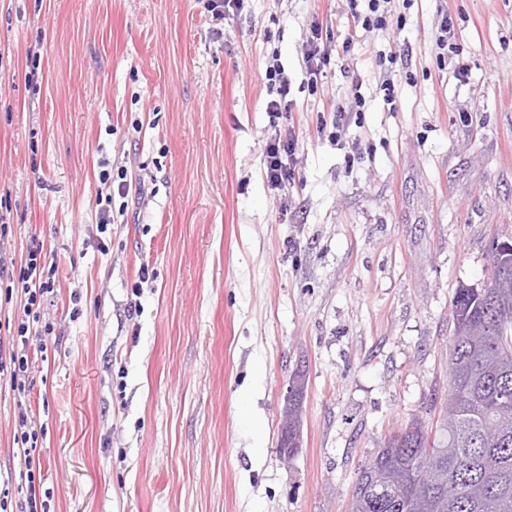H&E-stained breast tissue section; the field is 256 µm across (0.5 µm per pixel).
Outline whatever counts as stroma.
Wrapping results in <instances>:
<instances>
[{"mask_svg": "<svg viewBox=\"0 0 512 512\" xmlns=\"http://www.w3.org/2000/svg\"><path fill=\"white\" fill-rule=\"evenodd\" d=\"M208 4L0 0V260L36 239L57 262L26 403L49 512H348L359 468L446 398L454 292L512 237V0H393L371 32L348 0H244L221 24ZM444 8L465 84L436 47ZM315 24L331 61L312 93ZM271 60L296 102L276 120ZM355 83L364 107L333 138ZM290 127L276 189L264 150ZM105 172L131 185L106 225ZM16 410L0 388L7 512ZM297 148L298 138L291 130H288V135L285 138H282L280 134L278 138H274L266 144L264 174L267 181L273 186H280L293 175L290 165L291 162L295 163Z\"/></svg>", "mask_w": 512, "mask_h": 512, "instance_id": "35a3bbf8", "label": "stroma"}]
</instances>
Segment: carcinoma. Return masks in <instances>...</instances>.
Segmentation results:
<instances>
[{"instance_id":"obj_1","label":"carcinoma","mask_w":512,"mask_h":512,"mask_svg":"<svg viewBox=\"0 0 512 512\" xmlns=\"http://www.w3.org/2000/svg\"><path fill=\"white\" fill-rule=\"evenodd\" d=\"M484 284L456 288L448 346L454 412L409 420L359 469L350 512H512V238Z\"/></svg>"}]
</instances>
